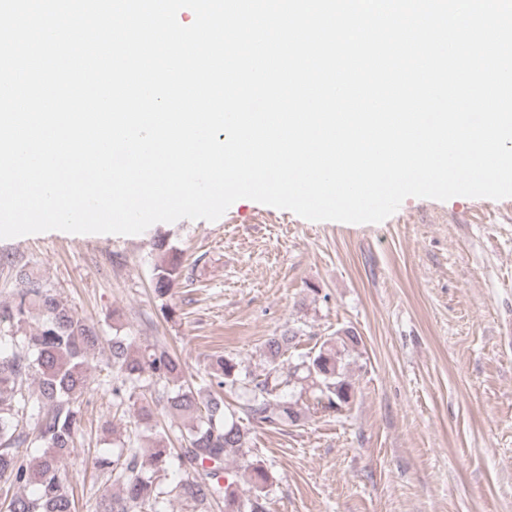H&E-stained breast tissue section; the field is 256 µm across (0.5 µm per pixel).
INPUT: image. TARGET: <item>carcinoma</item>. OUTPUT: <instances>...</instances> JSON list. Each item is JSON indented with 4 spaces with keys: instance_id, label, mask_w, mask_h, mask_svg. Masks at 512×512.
<instances>
[{
    "instance_id": "1",
    "label": "carcinoma",
    "mask_w": 512,
    "mask_h": 512,
    "mask_svg": "<svg viewBox=\"0 0 512 512\" xmlns=\"http://www.w3.org/2000/svg\"><path fill=\"white\" fill-rule=\"evenodd\" d=\"M154 268V293L173 297L181 275L182 257L164 241ZM17 287L11 300L0 304V322L14 327V335L0 348V509L3 512H75V498L66 470L71 448L83 434L82 396L89 388L90 356L101 343L95 325L77 317L71 304L48 286L27 265H16ZM40 317L32 331V314ZM297 332L268 337L262 350L263 377L242 376L239 364L220 357L208 372L209 394L202 398L185 385L180 360L162 345L139 347L122 336L111 340L112 359L107 376L112 405L143 401L138 408L148 424L140 438L148 441L149 469L140 465V448L123 445L96 458L95 465L120 488V495L103 497L96 512H162L168 491L160 473L177 468L187 478L174 488L177 497L194 509L217 507L221 512H267L268 472L260 460L246 458L251 430L263 425L279 429L300 419L298 401L287 394L300 385L314 395L316 406L339 411L347 406L353 387L344 373V354L359 344L352 330L336 341H325L319 351L288 367L282 357ZM36 375L38 392L31 398L24 382ZM241 390L244 399L230 409L221 393ZM165 413L181 420L180 447L164 431L153 428L155 411L149 398ZM35 437L27 440L24 424ZM29 450L23 452L22 446ZM245 459L253 479L242 498L229 482L224 467L230 458ZM35 493H22L26 488Z\"/></svg>"
}]
</instances>
